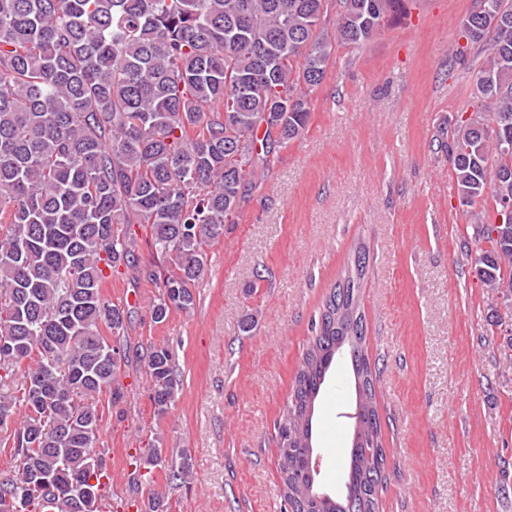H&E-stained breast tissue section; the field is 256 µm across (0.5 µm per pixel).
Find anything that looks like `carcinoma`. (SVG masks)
<instances>
[{"label":"carcinoma","instance_id":"cac0c4a2","mask_svg":"<svg viewBox=\"0 0 512 512\" xmlns=\"http://www.w3.org/2000/svg\"><path fill=\"white\" fill-rule=\"evenodd\" d=\"M403 0H0V383L24 368L17 393L0 394L1 443L20 458L0 474V512H101L108 476L95 452L102 416L86 396L125 397L126 356L103 336L125 335L129 310L101 292L104 269L123 266L160 284L159 324L197 302L208 247L224 237L243 194L306 130L309 93L336 43L359 46ZM336 11L335 38L324 33ZM478 46L480 109L439 142L454 190L471 207L489 193L499 210L474 225L467 260L482 287L512 308V0H475L463 22ZM502 222H497V216ZM144 224L162 264L141 261ZM359 242L312 319L287 403L274 423L280 488L289 512H379L385 448L366 351ZM364 394V436L350 448L346 493L322 499L309 467L313 416L339 355ZM149 398L166 413L183 380L167 344L146 348ZM19 426L9 429L17 407ZM145 481L164 467L192 473L186 451L153 444Z\"/></svg>","mask_w":512,"mask_h":512}]
</instances>
